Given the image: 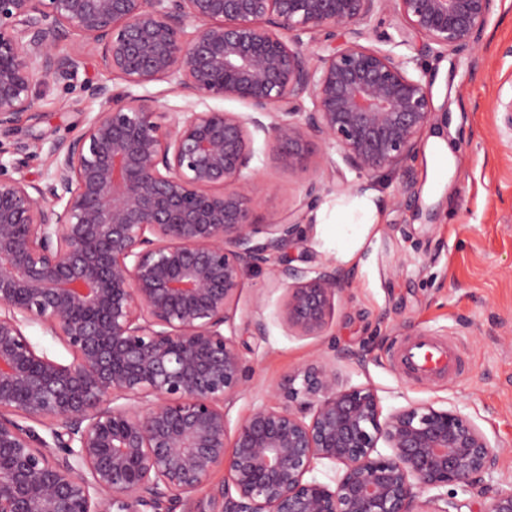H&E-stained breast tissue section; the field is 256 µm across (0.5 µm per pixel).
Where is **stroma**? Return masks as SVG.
<instances>
[{
  "label": "stroma",
  "instance_id": "35a3bbf8",
  "mask_svg": "<svg viewBox=\"0 0 512 512\" xmlns=\"http://www.w3.org/2000/svg\"><path fill=\"white\" fill-rule=\"evenodd\" d=\"M361 41L390 51L408 70L433 82L441 113L433 128L450 143L453 170L429 163L426 152L411 162L417 204L400 195L397 179L373 186L379 222L342 265L351 287L338 296L326 335L288 334L276 317L283 290L269 268L245 274L244 288L224 326L251 368L243 388L226 404L229 427L254 406L276 403L288 375L315 358L340 355L345 383L374 388L384 411L413 402L454 408L487 434L495 465L483 477L490 488L512 486V0H493L478 47L443 55L418 53L399 20L384 14L363 26ZM104 83L127 90L119 76L88 62L69 84L47 83L35 119L0 129V145L23 174L43 178L46 153L27 151L35 138L69 140L101 111L86 86ZM254 167L265 188L253 202L263 223L296 210L312 177L275 163L263 134H256ZM312 166L329 165L332 180L321 204H335L342 184L358 185L335 151L316 144ZM305 234L292 249L308 266L337 264L336 228L303 220ZM411 334L454 339L469 370L461 377L418 381L393 355Z\"/></svg>",
  "mask_w": 512,
  "mask_h": 512
}]
</instances>
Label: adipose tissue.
Listing matches in <instances>:
<instances>
[{
	"label": "adipose tissue",
	"mask_w": 512,
	"mask_h": 512,
	"mask_svg": "<svg viewBox=\"0 0 512 512\" xmlns=\"http://www.w3.org/2000/svg\"><path fill=\"white\" fill-rule=\"evenodd\" d=\"M380 202L375 192H365L350 204H337L334 211H320L317 223L332 224L336 227L337 240H350V247H338L337 256L343 262H351L355 257L354 241L360 240L368 229L377 223Z\"/></svg>",
	"instance_id": "ef3b65f1"
}]
</instances>
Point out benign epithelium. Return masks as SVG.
<instances>
[{
    "label": "benign epithelium",
    "mask_w": 512,
    "mask_h": 512,
    "mask_svg": "<svg viewBox=\"0 0 512 512\" xmlns=\"http://www.w3.org/2000/svg\"><path fill=\"white\" fill-rule=\"evenodd\" d=\"M491 2L0 0V128L36 116L39 86L70 82L88 57L186 97L176 109L89 85L104 108L51 143L43 184L9 174L0 146V512H176L218 467L212 512H461L429 495L457 483L512 512V488L482 484L494 453L479 425L427 402L385 414L332 360L288 377L283 404L253 407L232 435L225 413L248 378L224 334L243 273L302 235L295 220L254 221V133L291 169L321 142L359 189L391 173L411 193L433 85L359 43L361 26L392 13L419 52L452 51L478 43ZM304 35L327 42L318 67ZM70 36L80 50L58 52ZM209 99L252 113L199 109ZM329 179L315 170L308 205ZM273 274L285 328L324 335L345 274L289 260ZM32 324L71 360L38 349ZM319 461L339 468L331 482L312 476Z\"/></svg>",
    "instance_id": "1"
}]
</instances>
